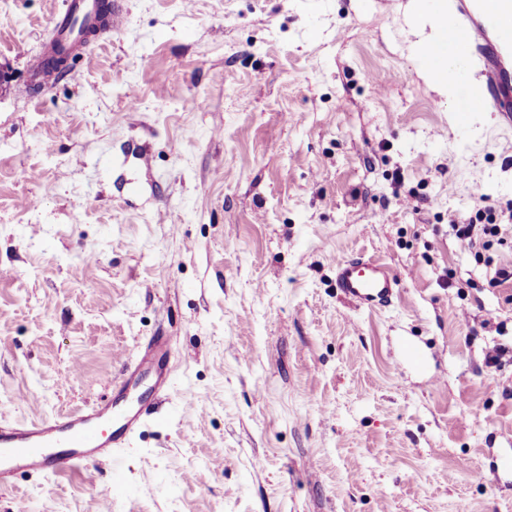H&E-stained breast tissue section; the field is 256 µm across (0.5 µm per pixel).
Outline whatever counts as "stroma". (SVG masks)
I'll return each mask as SVG.
<instances>
[{
    "label": "stroma",
    "mask_w": 512,
    "mask_h": 512,
    "mask_svg": "<svg viewBox=\"0 0 512 512\" xmlns=\"http://www.w3.org/2000/svg\"><path fill=\"white\" fill-rule=\"evenodd\" d=\"M412 2L117 0L35 92L67 0H0V421L178 339L121 474H20L0 512H512V243L451 231L512 232V129L422 80ZM360 256L381 309L336 288ZM499 226V224H455L452 225L451 230L455 238L461 244L467 246L468 248H472L476 244V239L479 235H490L494 237L498 236L500 233ZM398 287L396 274L377 258L361 257L336 262V288L360 307L374 309L383 305Z\"/></svg>",
    "instance_id": "obj_1"
}]
</instances>
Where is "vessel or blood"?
<instances>
[{
	"label": "vessel or blood",
	"instance_id": "obj_1",
	"mask_svg": "<svg viewBox=\"0 0 512 512\" xmlns=\"http://www.w3.org/2000/svg\"><path fill=\"white\" fill-rule=\"evenodd\" d=\"M429 15L446 18L449 52L466 56L467 68L456 76L462 111L494 112L502 124H511L512 0H448L447 13L435 8ZM122 25V15L110 0H69L65 12L53 16L51 34L42 44L40 82L49 85L61 77L59 70L49 67V60L68 57L101 30L115 32ZM336 286L346 298L372 309L390 299L399 280L386 263L361 257L337 261ZM176 342L173 336L153 340L123 365L114 389L128 392L136 375L150 373L156 391L167 392L169 375L163 359ZM150 417L142 404L102 401L46 421L0 424V489L24 471H91L100 460L111 458L113 449L128 445Z\"/></svg>",
	"mask_w": 512,
	"mask_h": 512
}]
</instances>
